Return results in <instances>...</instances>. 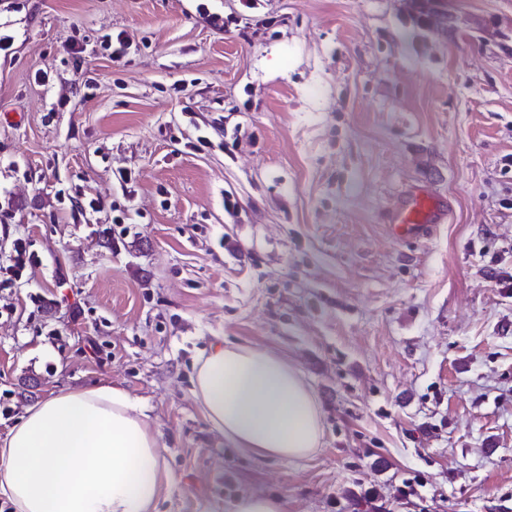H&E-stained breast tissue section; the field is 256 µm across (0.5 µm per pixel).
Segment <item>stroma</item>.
Masks as SVG:
<instances>
[{
	"label": "stroma",
	"instance_id": "obj_1",
	"mask_svg": "<svg viewBox=\"0 0 512 512\" xmlns=\"http://www.w3.org/2000/svg\"><path fill=\"white\" fill-rule=\"evenodd\" d=\"M443 2L456 31L407 0H0V264L32 255L0 288V439L111 385L162 433L158 512H512V0ZM417 186L448 218L395 238ZM77 194L129 224L74 223ZM220 337L300 369L314 456L211 428ZM11 264L6 267H0V274H5L4 278L0 279V287L8 285L20 278L23 274L27 263L31 261V254L27 251L26 242L22 239H17L13 245V254L11 255ZM233 512H285L284 503L277 497L244 493L233 505Z\"/></svg>",
	"mask_w": 512,
	"mask_h": 512
}]
</instances>
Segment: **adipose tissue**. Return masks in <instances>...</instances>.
Segmentation results:
<instances>
[{
    "label": "adipose tissue",
    "instance_id": "1",
    "mask_svg": "<svg viewBox=\"0 0 512 512\" xmlns=\"http://www.w3.org/2000/svg\"><path fill=\"white\" fill-rule=\"evenodd\" d=\"M194 394L243 453L297 461L321 444L309 385L273 350L215 341L197 365ZM170 486L160 430L117 387L52 395L0 442V495L15 512H157Z\"/></svg>",
    "mask_w": 512,
    "mask_h": 512
}]
</instances>
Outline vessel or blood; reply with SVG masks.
I'll return each mask as SVG.
<instances>
[{
  "label": "vessel or blood",
  "mask_w": 512,
  "mask_h": 512,
  "mask_svg": "<svg viewBox=\"0 0 512 512\" xmlns=\"http://www.w3.org/2000/svg\"><path fill=\"white\" fill-rule=\"evenodd\" d=\"M448 214L445 201L425 190H415L386 217L390 233L403 239L427 235L432 226L443 223Z\"/></svg>",
  "instance_id": "1"
}]
</instances>
